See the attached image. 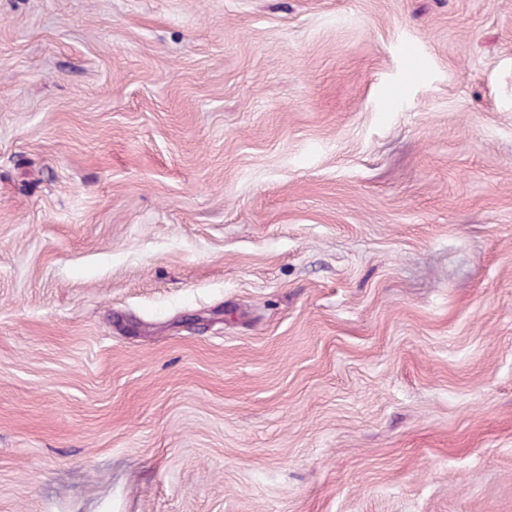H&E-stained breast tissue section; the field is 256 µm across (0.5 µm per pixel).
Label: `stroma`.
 Returning <instances> with one entry per match:
<instances>
[{
  "instance_id": "1",
  "label": "stroma",
  "mask_w": 512,
  "mask_h": 512,
  "mask_svg": "<svg viewBox=\"0 0 512 512\" xmlns=\"http://www.w3.org/2000/svg\"><path fill=\"white\" fill-rule=\"evenodd\" d=\"M0 512H512V0H0Z\"/></svg>"
}]
</instances>
